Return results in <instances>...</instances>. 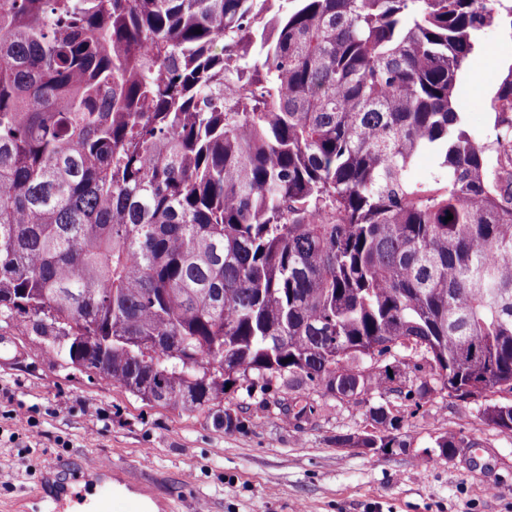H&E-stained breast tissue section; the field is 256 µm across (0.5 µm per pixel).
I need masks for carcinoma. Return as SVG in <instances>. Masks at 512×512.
Instances as JSON below:
<instances>
[{
  "label": "carcinoma",
  "mask_w": 512,
  "mask_h": 512,
  "mask_svg": "<svg viewBox=\"0 0 512 512\" xmlns=\"http://www.w3.org/2000/svg\"><path fill=\"white\" fill-rule=\"evenodd\" d=\"M268 2L0 0V323L226 431L227 384L296 420L279 391L377 394L371 447L403 451L392 400L512 393V76L490 137L455 109L512 7Z\"/></svg>",
  "instance_id": "carcinoma-1"
}]
</instances>
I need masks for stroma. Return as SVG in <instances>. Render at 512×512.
<instances>
[{"mask_svg":"<svg viewBox=\"0 0 512 512\" xmlns=\"http://www.w3.org/2000/svg\"><path fill=\"white\" fill-rule=\"evenodd\" d=\"M480 43L486 55L461 73L456 110L482 138L512 73V26L492 24ZM47 350L42 338L0 329V512L88 464L151 476L177 500L176 512H512V436L482 415L485 404L511 403V393L465 401L435 393L417 410L395 402L408 448L383 455L336 445L337 435L361 434L376 394L347 403L311 394L314 411L298 426L231 392L224 404L245 408L247 424L227 432L204 412L146 406ZM449 430L467 446L448 460L434 441Z\"/></svg>","mask_w":512,"mask_h":512,"instance_id":"stroma-1","label":"stroma"}]
</instances>
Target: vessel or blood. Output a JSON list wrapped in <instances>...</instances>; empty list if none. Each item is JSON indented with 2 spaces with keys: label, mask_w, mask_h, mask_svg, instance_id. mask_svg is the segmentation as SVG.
Instances as JSON below:
<instances>
[{
  "label": "vessel or blood",
  "mask_w": 512,
  "mask_h": 512,
  "mask_svg": "<svg viewBox=\"0 0 512 512\" xmlns=\"http://www.w3.org/2000/svg\"><path fill=\"white\" fill-rule=\"evenodd\" d=\"M125 494L129 512H170L163 487L150 485L134 472L97 466L68 478L50 492L35 496L37 512H108L113 494Z\"/></svg>",
  "instance_id": "vessel-or-blood-1"
}]
</instances>
